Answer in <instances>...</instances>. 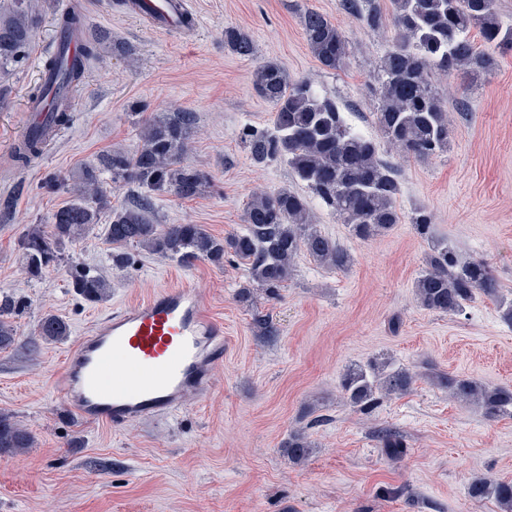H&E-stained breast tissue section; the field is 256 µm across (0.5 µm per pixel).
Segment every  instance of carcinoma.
Segmentation results:
<instances>
[{
	"label": "carcinoma",
	"instance_id": "obj_1",
	"mask_svg": "<svg viewBox=\"0 0 512 512\" xmlns=\"http://www.w3.org/2000/svg\"><path fill=\"white\" fill-rule=\"evenodd\" d=\"M9 11L0 13V72L18 62L39 24V13L31 0H11ZM391 20L397 32L393 45L381 59L376 79L381 97L377 124L385 141L418 159L448 152V110L431 81V75L460 72L475 77L495 64V51L512 47V26L504 24L493 10V0H390ZM351 14L371 31L384 27L386 14L376 0H340ZM306 43L324 69H341L351 53V44L338 26L325 15L306 12L301 20ZM478 30L481 44L469 32ZM101 42L90 39L84 56L67 60L68 41L49 57L44 70L59 77L63 87L74 92L85 78L84 59L98 55ZM224 45L236 54L255 53L251 34L237 27L224 29ZM257 94L273 107L272 128L244 127L240 140L250 160L258 167L285 161L294 175L320 197L347 224L352 238L367 241L389 232L402 222L398 207L399 173L383 160L375 140L357 132L335 101L317 94L311 82L290 80L284 68L266 61L254 72ZM69 114L61 107L48 113L44 125L34 127L14 150L15 161L27 165L43 152V126H63ZM192 116L175 112L146 120L141 125V149L129 155L110 151L99 165L82 170L79 179L67 184L72 200L52 216L50 228L32 224L21 246L26 272L39 277L64 259L65 248L103 225L112 261L123 267L129 260L125 249L139 247L151 254L190 263L197 260L215 265L231 255L243 266L248 284L240 291L246 299L251 290L279 296L290 279L295 259L305 254L319 265L345 271L353 264L348 248L324 235L312 223L306 196L281 188L251 195L243 213L240 233L218 238L202 224H156L150 218V197L117 209L100 187V173H110L115 185L135 183L150 192L192 199L209 186V177L184 162L191 134ZM409 223L429 243L426 266L414 281L420 305L432 312L456 315L478 298L498 304L503 321L512 325V300L503 294L499 279L482 261H462L455 246L436 233L434 216L425 208L411 212ZM68 286L84 300L98 302L110 292L111 283L101 272L75 263L69 268ZM27 301L0 295V351L16 342L15 318ZM44 339H63L69 326L58 316L45 315L37 325ZM437 384L459 401L477 405L488 418L512 416V389L490 387L473 378L436 375ZM415 375L404 368L347 369L341 382L346 402L370 414L380 400L406 394ZM380 447L392 456L404 454L403 435L382 427L376 433ZM34 437L11 416L0 412V455L16 454L33 447ZM288 458L305 459L312 443L303 430L288 435ZM469 496L492 500L503 512H512V482L474 479Z\"/></svg>",
	"mask_w": 512,
	"mask_h": 512
}]
</instances>
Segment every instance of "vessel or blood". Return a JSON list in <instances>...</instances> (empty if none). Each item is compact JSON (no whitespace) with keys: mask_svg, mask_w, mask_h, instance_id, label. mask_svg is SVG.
Returning a JSON list of instances; mask_svg holds the SVG:
<instances>
[{"mask_svg":"<svg viewBox=\"0 0 512 512\" xmlns=\"http://www.w3.org/2000/svg\"><path fill=\"white\" fill-rule=\"evenodd\" d=\"M126 7L163 31L186 29L193 17L189 0H127ZM117 351L131 371L108 386L103 372ZM223 361V323L183 282L100 319L68 351L54 388L81 418L119 428L174 414L188 394L212 387Z\"/></svg>","mask_w":512,"mask_h":512,"instance_id":"vessel-or-blood-1","label":"vessel or blood"}]
</instances>
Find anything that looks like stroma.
Listing matches in <instances>:
<instances>
[{"label":"stroma","mask_w":512,"mask_h":512,"mask_svg":"<svg viewBox=\"0 0 512 512\" xmlns=\"http://www.w3.org/2000/svg\"><path fill=\"white\" fill-rule=\"evenodd\" d=\"M88 31L131 46L91 63L62 136L29 166L14 164L26 130L29 89L42 77L63 0H35L41 21L20 62L0 75L9 89L0 108V292L25 297L15 350L0 352V411L35 439L33 448L0 455V512H501L471 500L472 479L512 481V417L487 418L449 399L433 381L444 372L512 389V326L480 298L459 315L421 307L413 282L428 243L411 224L366 242L320 199L311 214L320 230L346 246V271L296 258L277 298H238L245 273L233 259L179 263L137 249L130 264L112 265L101 230L65 250L66 262L39 280L24 278L20 241L33 224H49L71 199L62 180L110 150L135 154L142 119L176 111L193 116L185 159L209 174L210 187L181 200L153 194L158 224H202L224 237L242 228L253 191L305 192L278 161L256 167L239 140L247 125L268 127L272 107L253 87V72L280 63L290 79H308L335 99L348 122L379 140L399 170L398 205L424 207L438 235L462 258L488 264L512 298V49L478 77H438L434 85L451 119L450 148L420 160L382 143L374 79L393 28L365 29L339 0H191L201 21L194 39L162 32L127 13L122 0H82ZM329 17L351 42L343 69H323L302 34L307 11ZM248 30L253 57L224 45V30ZM95 267L109 296L89 303L67 286L68 262ZM187 279L224 324V362L212 388L188 396L175 414L113 428L82 420L58 398L53 375L93 323L128 302ZM53 314L70 327L66 339L36 333ZM274 333H267V326ZM389 362L415 373L411 391L383 399L365 416L342 398L348 366ZM315 411L322 423L309 425ZM306 428L309 458L289 460L284 443ZM391 427L407 448L390 458L373 438Z\"/></svg>","instance_id":"35a3bbf8"}]
</instances>
